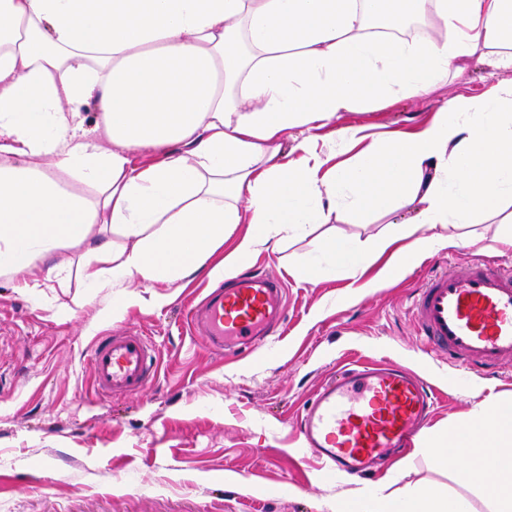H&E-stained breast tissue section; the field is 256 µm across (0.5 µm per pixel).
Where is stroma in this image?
<instances>
[{
	"label": "stroma",
	"mask_w": 512,
	"mask_h": 512,
	"mask_svg": "<svg viewBox=\"0 0 512 512\" xmlns=\"http://www.w3.org/2000/svg\"><path fill=\"white\" fill-rule=\"evenodd\" d=\"M510 70L472 60L428 93L342 113L336 127L380 135L421 127L448 99L482 96ZM414 206L360 219L326 214L324 223L284 230L277 249H260L245 268L278 276L286 288L287 329L269 345L226 360L183 321L212 285L205 274L160 286L162 304L122 306V288L83 287L82 250L67 266L21 290L0 277V512H328L327 502L386 485L439 488L488 512L475 489L458 483L427 453L434 438L484 401L512 397V366L498 376L463 373L418 335L412 296L441 260L488 257L512 267V248L487 220L459 228L461 242L432 250L379 288H361L322 255L325 239L362 245L409 218ZM318 264L311 284L288 269ZM138 332L157 351L156 381L142 392L102 397L87 354L98 336ZM394 361L424 376L439 402L416 448L359 478H325L299 436L304 407L336 366L353 358Z\"/></svg>",
	"instance_id": "obj_1"
}]
</instances>
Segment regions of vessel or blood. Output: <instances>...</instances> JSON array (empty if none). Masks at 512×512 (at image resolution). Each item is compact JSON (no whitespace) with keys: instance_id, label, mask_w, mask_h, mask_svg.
<instances>
[{"instance_id":"obj_1","label":"vessel or blood","mask_w":512,"mask_h":512,"mask_svg":"<svg viewBox=\"0 0 512 512\" xmlns=\"http://www.w3.org/2000/svg\"><path fill=\"white\" fill-rule=\"evenodd\" d=\"M284 290L266 275L247 274L188 307L194 336L220 356L264 345L283 334ZM421 336L456 366L495 373L512 362V269L476 262L426 274L413 294ZM87 360L98 393H136L157 374L147 337H100ZM436 403L429 382L390 361L357 358L336 370L300 423L305 447L328 476L364 477L412 448Z\"/></svg>"}]
</instances>
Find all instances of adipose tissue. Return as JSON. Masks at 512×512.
<instances>
[{"label": "adipose tissue", "mask_w": 512, "mask_h": 512, "mask_svg": "<svg viewBox=\"0 0 512 512\" xmlns=\"http://www.w3.org/2000/svg\"><path fill=\"white\" fill-rule=\"evenodd\" d=\"M434 2L438 35L396 37ZM512 69V0H0V269L19 287L45 259L83 247L81 280L115 288L206 271L235 278L281 229L326 211L413 219L363 247L327 240L353 276L391 252L388 280L454 244L439 228L497 217L512 245V79L480 99L451 98L419 130L382 137L335 132L345 162L328 166L316 131L339 113L415 97L473 57ZM111 143L84 127L88 106ZM304 131L296 155L277 140ZM165 148L136 166L133 150ZM58 169L96 187L99 201L64 189ZM109 224L127 240L93 241ZM253 224L220 255L224 233ZM427 235H418V228ZM430 455L491 512H512V398L487 401L449 426ZM329 512H474L459 494L380 488L329 503Z\"/></svg>", "instance_id": "ef3b65f1"}]
</instances>
